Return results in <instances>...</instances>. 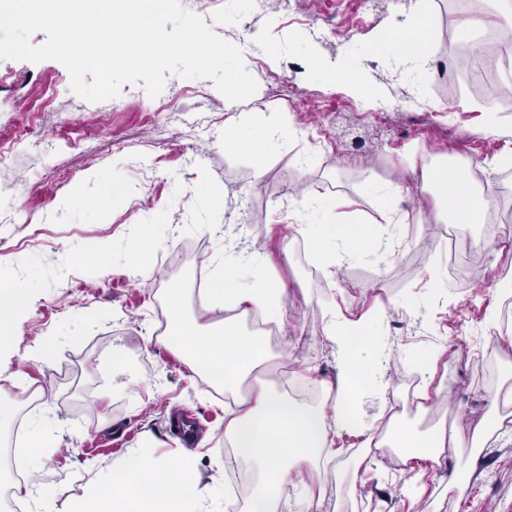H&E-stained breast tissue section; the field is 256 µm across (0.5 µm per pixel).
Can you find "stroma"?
I'll return each instance as SVG.
<instances>
[{"mask_svg":"<svg viewBox=\"0 0 512 512\" xmlns=\"http://www.w3.org/2000/svg\"><path fill=\"white\" fill-rule=\"evenodd\" d=\"M409 2L295 0L289 13L278 0L262 11L250 0H181L239 47L266 35L269 51L248 65L258 89L242 102L226 100L212 80L171 76L154 98L126 84L117 98L89 103L72 93L57 61L0 60V106L10 111L0 117V148L9 151L0 163V268L33 294L15 340L0 348V402L10 401L17 379L40 386L41 403L16 404V418L22 448H34L40 478L55 494V512H68L82 495L87 462L108 469L120 449L150 439L179 457L184 444L170 427L178 411L198 420L196 467L215 512H225L226 404L201 388L188 359L157 334L152 293L180 291L187 313L198 315L192 270L209 275L223 263L228 231L240 235L243 254L269 253L273 274L287 285L284 323L267 335L271 358L256 377L326 399L338 365L325 330L367 316L375 340L360 359L388 365L385 379L361 391V426L375 434L398 426L422 432L444 418L466 438L503 410L492 397L512 384V351L486 315L512 300V212L489 200L503 247L481 256L478 278L459 283L470 255L462 247L444 252L446 226L434 220L431 192L387 200L378 188L413 184L427 159L447 155L497 171L512 190V164H495L512 133V102L495 116L503 137L487 136L468 69L448 63L465 53L451 0H431L434 61L380 52ZM348 58L361 61L376 104L327 80L325 68ZM269 111L290 113L292 123L257 183L249 159L225 149L224 124L246 112L257 125ZM21 123L34 146L13 152ZM116 182L125 195H111ZM314 189L347 199L343 218L370 223L366 254L333 277L310 255L309 232L323 224V213H311L304 226L292 216L295 202ZM143 236L159 246L140 273L124 257ZM101 243L112 248L105 268L90 260ZM436 351L458 363L454 375L441 367L435 374L452 386L449 403L394 412V402L418 396L411 377ZM43 417L55 421V446L40 445L35 422ZM360 442L337 438L333 485L314 479L317 512H512V438L494 431L483 447L450 446L439 459L411 462L400 449ZM361 457L366 467L354 469Z\"/></svg>","mask_w":512,"mask_h":512,"instance_id":"stroma-1","label":"stroma"}]
</instances>
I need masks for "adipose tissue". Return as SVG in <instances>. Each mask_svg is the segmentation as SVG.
Returning a JSON list of instances; mask_svg holds the SVG:
<instances>
[{
  "instance_id": "1",
  "label": "adipose tissue",
  "mask_w": 512,
  "mask_h": 512,
  "mask_svg": "<svg viewBox=\"0 0 512 512\" xmlns=\"http://www.w3.org/2000/svg\"><path fill=\"white\" fill-rule=\"evenodd\" d=\"M405 58L433 59L437 46L430 30L428 0H411L402 31L394 40ZM290 124L283 112H272L258 127L245 116H236L224 129V144L232 152L252 160L254 179L265 173V157ZM424 186L435 187L436 217L455 213L461 234L480 223L487 204L458 170L440 163L423 169ZM343 244L342 254H333L330 237ZM310 243L315 259L325 269H335L341 259L362 254L366 229L361 224H335L330 232H314ZM250 276H243V269ZM268 253L254 252L247 267L228 261L218 266L208 288L201 293L203 306L223 311L225 317L207 324L185 320L178 296H170V341L191 362L196 373L210 375L225 391L237 394L235 407L224 415V444L233 448L247 465L252 480L245 512H280L295 477L313 469L321 458H335L336 438L356 430L353 398L362 378L355 349L371 333L368 321L329 326L327 338L335 343L338 378L331 404L297 402L269 382L251 387L243 382L268 358L264 337L241 330L239 321L249 313L280 322L284 319L283 281L271 280ZM31 304L27 289L14 287L0 273V343L15 334L12 319L25 314ZM455 431L439 421L425 434L397 433L392 445L403 449L406 460L436 459L454 439ZM75 512H212L209 496L192 458L173 463L156 454L151 444L128 449L111 468L98 472L88 483Z\"/></svg>"
}]
</instances>
